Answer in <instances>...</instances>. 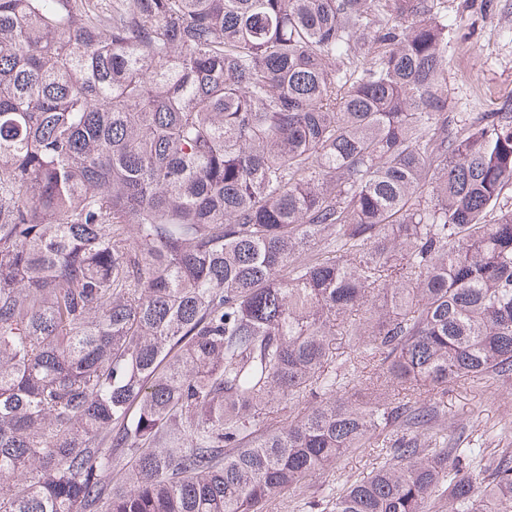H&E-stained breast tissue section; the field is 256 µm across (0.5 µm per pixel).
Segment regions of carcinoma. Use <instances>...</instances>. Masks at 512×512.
<instances>
[{
  "instance_id": "1",
  "label": "carcinoma",
  "mask_w": 512,
  "mask_h": 512,
  "mask_svg": "<svg viewBox=\"0 0 512 512\" xmlns=\"http://www.w3.org/2000/svg\"><path fill=\"white\" fill-rule=\"evenodd\" d=\"M447 54L445 0H0V512H264L369 448L320 512H512L436 421L512 376V107Z\"/></svg>"
}]
</instances>
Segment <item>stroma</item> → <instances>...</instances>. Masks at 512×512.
Segmentation results:
<instances>
[{
    "label": "stroma",
    "mask_w": 512,
    "mask_h": 512,
    "mask_svg": "<svg viewBox=\"0 0 512 512\" xmlns=\"http://www.w3.org/2000/svg\"><path fill=\"white\" fill-rule=\"evenodd\" d=\"M448 25V105L450 111L496 112L512 103V0H446ZM449 442L477 440L485 463L512 448V380L496 376L481 383L449 387L438 415ZM376 457L348 456L334 472L311 477L301 495L279 496L268 512H308L312 502L328 500L338 482L368 476Z\"/></svg>",
    "instance_id": "35a3bbf8"
}]
</instances>
